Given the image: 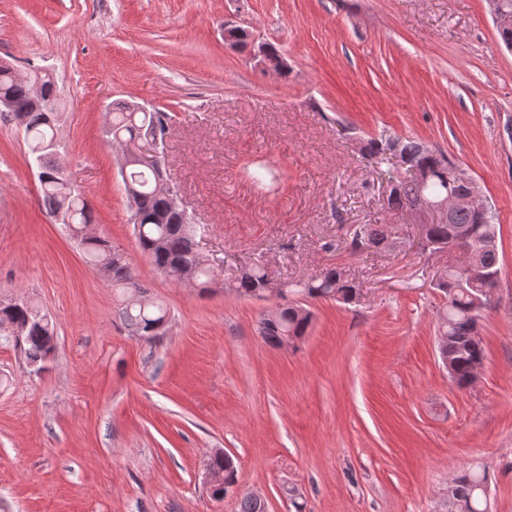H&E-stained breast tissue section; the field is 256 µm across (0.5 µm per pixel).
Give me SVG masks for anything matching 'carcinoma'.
Wrapping results in <instances>:
<instances>
[{
    "mask_svg": "<svg viewBox=\"0 0 512 512\" xmlns=\"http://www.w3.org/2000/svg\"><path fill=\"white\" fill-rule=\"evenodd\" d=\"M0 93L9 96L26 117L24 136L28 151L40 156L39 166L44 178L39 182L41 202L47 215H52L62 205L72 211L71 227L79 230L94 223L92 203L81 193L67 196L61 184V174L53 159L52 143L57 140V125L46 120L43 105L31 97L29 84L11 70L0 68ZM169 115L165 112H138L127 102H118L107 113L105 133L119 141L122 152L131 153L140 133L164 135ZM377 166L391 164L395 156L401 157L400 166L405 176L390 177V189L385 206L399 211L415 207L420 198L438 201L453 189L448 183V171L455 167L442 151L432 149L416 139L381 137L370 139L362 148ZM131 186L125 187L130 208V220L140 251L153 267L176 284L185 282L186 271H193L191 281L203 287L215 278L214 270L201 259L197 241L192 231L182 230V214L171 207L168 199L156 190L154 171L133 168L128 174ZM458 191L465 187L454 188ZM495 224V213L488 218L472 210H459L449 216L439 215L433 221L430 234L448 247L472 245L483 233V225ZM396 234L393 224H355L347 232L349 248L353 252L365 249L389 250ZM87 262L105 276L117 291V313L128 333L148 344L154 341L155 324L166 318V308L156 302L140 303L136 294L142 287L126 258H116L119 251L106 239L84 240ZM472 264L480 268L479 280H461L455 272H448L438 288L447 301L438 312V335L448 339L452 370L450 377L461 387L474 383L471 378L476 362L484 357L483 340L478 325L480 310L475 308L474 297L485 288H494L493 276L500 273L498 248L483 246L474 251ZM264 263L252 262L243 267L235 281V292L241 297H255L266 287ZM301 292L311 300L334 299L351 303L359 293V285L346 278L339 267H331L300 284ZM31 320L29 331L23 336L19 349L30 359L46 360L54 350L55 326L52 320L40 314L37 303L20 301L10 307L0 306V327L14 322ZM311 324V314L306 308L286 304L261 319V336L272 346L282 344V336L289 334L297 339L306 335ZM207 466L223 474L224 487L211 488V497L218 499L236 484L237 469L232 458L222 452L209 456ZM485 476L477 473L455 480V492L447 503L446 512H487Z\"/></svg>",
    "mask_w": 512,
    "mask_h": 512,
    "instance_id": "obj_1",
    "label": "carcinoma"
}]
</instances>
